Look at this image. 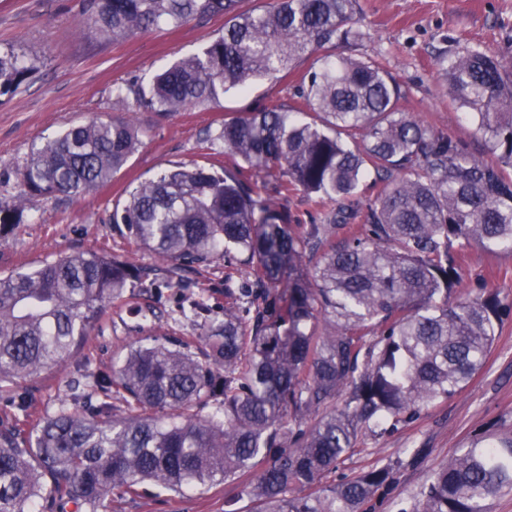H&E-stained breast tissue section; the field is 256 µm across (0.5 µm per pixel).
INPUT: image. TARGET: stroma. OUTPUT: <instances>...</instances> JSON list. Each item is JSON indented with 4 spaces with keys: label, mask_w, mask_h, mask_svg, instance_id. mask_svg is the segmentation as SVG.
<instances>
[{
    "label": "stroma",
    "mask_w": 512,
    "mask_h": 512,
    "mask_svg": "<svg viewBox=\"0 0 512 512\" xmlns=\"http://www.w3.org/2000/svg\"><path fill=\"white\" fill-rule=\"evenodd\" d=\"M359 2L357 20L364 37L344 48V55L379 60L402 86V111L466 139L476 154H483V141L475 135L466 111L450 104L436 62L464 46H477L512 61V0ZM223 32L224 18L215 15L177 29L164 25L112 42L101 39L85 20L80 0H0V45L15 48L35 66L13 95L0 98V172L9 173L33 146L67 124L93 115L110 119L131 113L145 132L136 153L106 187L75 199L28 198L21 223L0 239V277L84 251L154 266V253L135 243L123 226L112 224V211L126 203L141 181L179 163L222 166L271 194L293 223H309V208L300 195H275L274 181L266 171L229 155H214L205 141L210 126L235 113L294 103L307 63L297 65L288 77L256 82L248 93L231 91L219 104L165 118L138 108L134 99L120 100L112 93L113 83L148 80L160 67L198 52ZM184 276L217 304L224 301L225 280L240 283L248 278L245 270L225 266L220 256L186 270ZM477 288L497 289L512 298L511 250L471 249L460 290ZM178 298V289H165L156 305L159 318L153 323L131 312L132 307L148 303L147 295L115 302L77 354L28 383L24 420L16 418L10 386L0 387V421L20 422L28 431L54 413L60 398L77 393L85 402H96L84 379L87 367L110 369L141 330L160 337L197 336L198 327L171 319ZM510 434L512 319L499 330L483 369L461 391L424 408L413 422L381 435L359 431L354 453L326 481L332 484L376 465H393L391 484L368 502L367 512H409L432 470L460 453L473 437ZM106 505L107 512H249L251 508L235 482L186 495L164 489L112 495Z\"/></svg>",
    "instance_id": "stroma-1"
}]
</instances>
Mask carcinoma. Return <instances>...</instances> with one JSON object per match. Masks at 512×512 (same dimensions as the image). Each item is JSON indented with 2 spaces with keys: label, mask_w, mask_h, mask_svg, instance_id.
I'll return each mask as SVG.
<instances>
[{
  "label": "carcinoma",
  "mask_w": 512,
  "mask_h": 512,
  "mask_svg": "<svg viewBox=\"0 0 512 512\" xmlns=\"http://www.w3.org/2000/svg\"><path fill=\"white\" fill-rule=\"evenodd\" d=\"M82 0L100 36L224 15V34L143 84L113 88L145 110L218 103L224 93L314 58L302 107L241 112L206 132L214 150L278 169L314 224H291L252 185L222 169L174 165L141 182L112 223L165 265L167 279L97 252L63 255L0 278V385H20L69 358L133 283L182 291L175 312L196 341L137 342L109 372L27 436L0 428V512H99L108 494L156 486L181 494L240 480L251 512H363L393 468L330 486L358 432L411 422L482 369L512 301L479 288L449 302L466 252L512 246V63L479 48L438 59L448 94L470 116L468 142L400 111L404 93L381 63L328 49L365 36L359 0ZM33 70L0 47V97ZM130 117L92 116L31 150L0 199V238L31 196L105 187L142 143ZM377 189L365 198L362 186ZM219 252L252 280L224 283L223 317L182 272ZM341 409L328 408L344 390ZM512 490V438L474 437L433 471L412 512H487Z\"/></svg>",
  "instance_id": "carcinoma-1"
}]
</instances>
